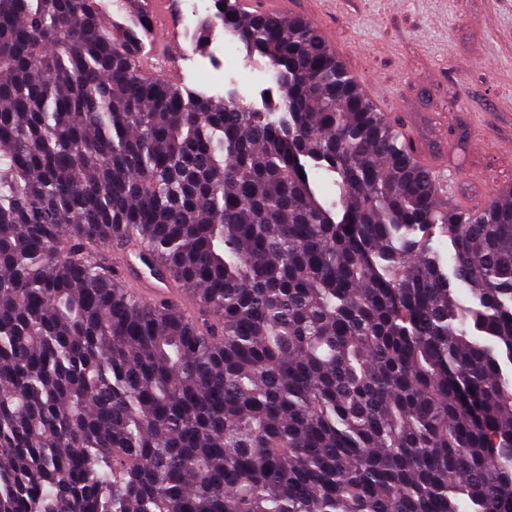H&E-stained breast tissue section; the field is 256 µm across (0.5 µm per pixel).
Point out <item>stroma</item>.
I'll return each instance as SVG.
<instances>
[{
  "label": "stroma",
  "mask_w": 512,
  "mask_h": 512,
  "mask_svg": "<svg viewBox=\"0 0 512 512\" xmlns=\"http://www.w3.org/2000/svg\"><path fill=\"white\" fill-rule=\"evenodd\" d=\"M293 13L331 31L332 50L361 86L377 85L395 114L410 113L449 172L481 171L489 198L512 183L494 153L512 144V0H295ZM175 33L185 86L217 99L232 89L264 106L271 73L245 64L241 44L228 66L183 24Z\"/></svg>",
  "instance_id": "35a3bbf8"
}]
</instances>
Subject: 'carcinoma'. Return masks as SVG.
<instances>
[{
  "label": "carcinoma",
  "mask_w": 512,
  "mask_h": 512,
  "mask_svg": "<svg viewBox=\"0 0 512 512\" xmlns=\"http://www.w3.org/2000/svg\"><path fill=\"white\" fill-rule=\"evenodd\" d=\"M153 26L0 0V512H512V189L441 201L304 19L199 21L261 109L145 77Z\"/></svg>",
  "instance_id": "obj_1"
}]
</instances>
